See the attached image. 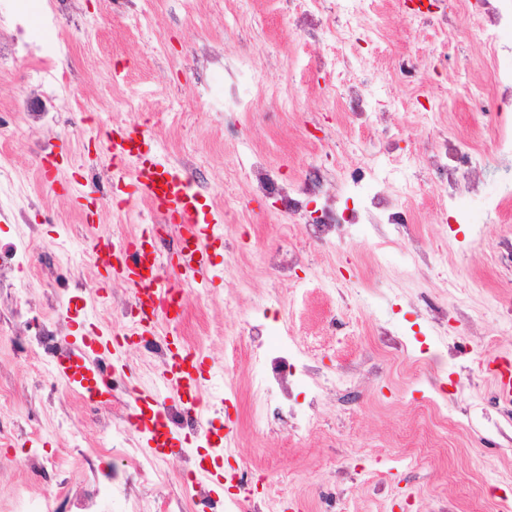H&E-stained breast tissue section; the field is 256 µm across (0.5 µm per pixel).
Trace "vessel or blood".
Listing matches in <instances>:
<instances>
[{"label":"vessel or blood","mask_w":512,"mask_h":512,"mask_svg":"<svg viewBox=\"0 0 512 512\" xmlns=\"http://www.w3.org/2000/svg\"><path fill=\"white\" fill-rule=\"evenodd\" d=\"M144 138L145 131L138 125L106 130L104 146L112 158V178L134 183L164 222L172 224L178 237L189 243V250L175 252L165 262L157 252H145L143 239L139 236L128 237L118 246L94 238L89 247L97 265L131 287L142 310L131 326L132 334L153 336L161 334L164 324L172 322L169 301L179 294L181 286L206 279L209 250L213 241L221 237L222 227L206 223L188 178L177 167L164 160L139 161L138 145ZM167 264L176 269V280L163 275L162 268ZM74 357L80 359L84 369L100 379L104 387H111L116 366L112 361L110 338L98 333L83 336L81 343H68L63 358L55 366L56 377L73 382L68 361ZM204 366L202 353L179 347L167 351L159 372L165 391L182 399V408L190 418L201 417L204 410L199 391ZM148 401L142 391L131 395L129 423L143 438L152 442L158 438L161 421L170 418L171 412L166 400L162 399L153 402L152 417H145L142 405Z\"/></svg>","instance_id":"obj_1"}]
</instances>
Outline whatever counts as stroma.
Listing matches in <instances>:
<instances>
[{
  "label": "stroma",
  "instance_id": "1",
  "mask_svg": "<svg viewBox=\"0 0 512 512\" xmlns=\"http://www.w3.org/2000/svg\"><path fill=\"white\" fill-rule=\"evenodd\" d=\"M25 38L51 57L43 70L23 60L0 64V248L23 239L33 264L19 279L42 302L45 322L62 321L68 340L90 319L119 329L129 286L106 281L86 253L97 235L114 244L151 229L148 200L128 186L117 207L102 194L112 165L97 140L114 125L148 122L144 150L166 156L190 176L199 206L218 219L209 281L184 287L182 317L168 329L208 359L204 399L229 456L214 498H240L236 471L250 469L262 512H501L512 500V422L493 406L496 385L474 353L512 358V326L493 312L512 308V272L497 254L512 238V154L493 156L477 182L456 189L427 158L440 136L487 142L492 123L466 76H484L492 57L512 60V28L489 53L473 19L484 0L443 17L439 0H318L321 24L296 29L292 0H65L54 19L47 0H18ZM417 64L426 104L400 106L413 83L396 77L401 59ZM367 101L388 105L383 122L361 123L344 105L348 82ZM52 89L48 121L26 106ZM256 88L251 111L226 110L224 97ZM61 149L50 174L45 150ZM262 161L300 193L308 211L325 192L367 165L400 199L401 223L372 213L353 238L316 242L304 218L263 197L252 165ZM328 170L322 184L311 167ZM454 206H447V198ZM499 207L489 211L488 200ZM294 258L289 277L267 262ZM266 316L289 326L299 354L350 385L321 395L316 425L302 438L253 423L247 362L249 326ZM18 320L0 296V512L18 494L73 496L93 470L112 475L102 512H155L158 496L180 501L159 472L178 475L210 460L205 440L173 427V448L153 469L145 441L117 435L119 413L106 396L81 386L56 392L34 353L19 349ZM119 356L127 387H153L152 358L125 343ZM66 454L65 470L52 460Z\"/></svg>",
  "mask_w": 512,
  "mask_h": 512
}]
</instances>
